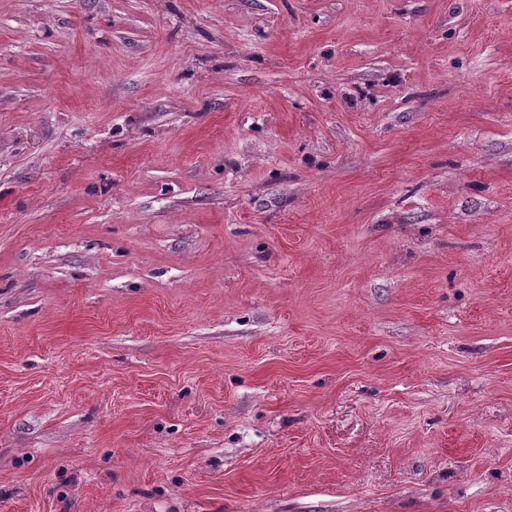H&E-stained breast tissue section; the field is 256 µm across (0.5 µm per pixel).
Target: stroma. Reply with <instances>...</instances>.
Wrapping results in <instances>:
<instances>
[{
  "mask_svg": "<svg viewBox=\"0 0 512 512\" xmlns=\"http://www.w3.org/2000/svg\"><path fill=\"white\" fill-rule=\"evenodd\" d=\"M0 512H512V0H0Z\"/></svg>",
  "mask_w": 512,
  "mask_h": 512,
  "instance_id": "obj_1",
  "label": "stroma"
}]
</instances>
